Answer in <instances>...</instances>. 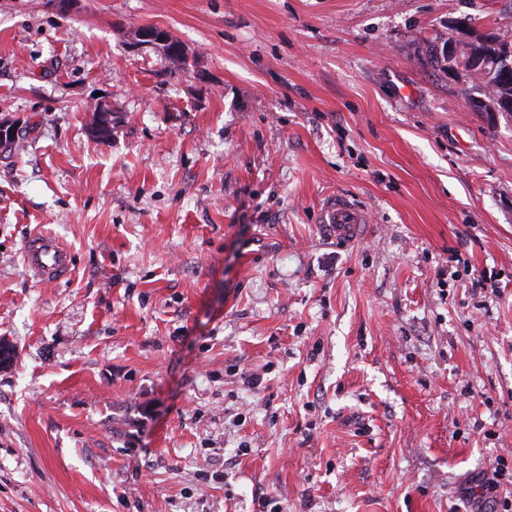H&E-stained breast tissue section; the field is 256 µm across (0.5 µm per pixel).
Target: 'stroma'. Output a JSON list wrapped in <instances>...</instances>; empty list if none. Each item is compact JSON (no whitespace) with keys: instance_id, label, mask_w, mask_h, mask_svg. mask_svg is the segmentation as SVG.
<instances>
[{"instance_id":"35a3bbf8","label":"stroma","mask_w":512,"mask_h":512,"mask_svg":"<svg viewBox=\"0 0 512 512\" xmlns=\"http://www.w3.org/2000/svg\"><path fill=\"white\" fill-rule=\"evenodd\" d=\"M464 18L512 41V0H0V512L512 495V117L421 55ZM328 225L336 233L337 243H346L355 240L360 225L365 224V217L355 207L344 202H337L336 208L328 211ZM24 260L41 283L68 279L73 268L70 250L55 237L40 232L27 241Z\"/></svg>"}]
</instances>
